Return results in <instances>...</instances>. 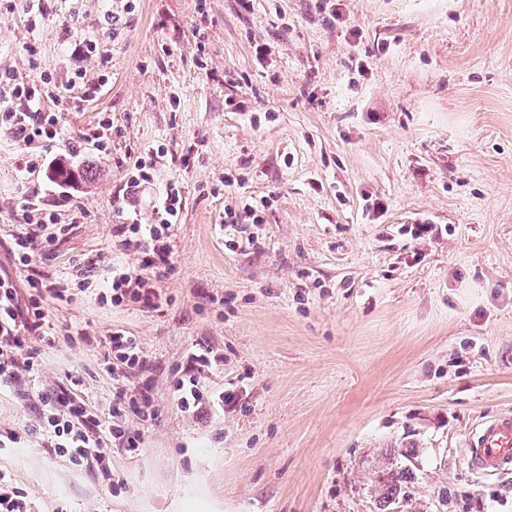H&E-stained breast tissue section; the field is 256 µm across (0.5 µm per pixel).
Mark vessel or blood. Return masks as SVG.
Here are the masks:
<instances>
[{"instance_id": "obj_1", "label": "vessel or blood", "mask_w": 512, "mask_h": 512, "mask_svg": "<svg viewBox=\"0 0 512 512\" xmlns=\"http://www.w3.org/2000/svg\"><path fill=\"white\" fill-rule=\"evenodd\" d=\"M472 468L485 475L512 471V413L484 421L466 449Z\"/></svg>"}]
</instances>
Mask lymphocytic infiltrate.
<instances>
[{"label":"lymphocytic infiltrate","instance_id":"f902f5d3","mask_svg":"<svg viewBox=\"0 0 512 512\" xmlns=\"http://www.w3.org/2000/svg\"><path fill=\"white\" fill-rule=\"evenodd\" d=\"M85 56L96 59L97 74L75 72L70 88L79 90L81 99L93 97L108 79L109 60L103 54L96 37L83 41ZM58 86L49 73H41L39 86L19 81L14 72L0 67V128H6L23 145L47 142L62 134L57 113L47 102L55 98ZM182 194L177 186L166 191L164 208L152 224L131 222L117 227V233L135 241L141 255V271L125 267L112 270V282L102 301L119 307L129 303L146 309L162 305V290L158 282L172 268L173 230L182 210ZM53 235L16 237L12 253L19 267L29 270L27 279L31 289L28 302H21L18 290L8 274H0V387H13L19 370L37 371L40 366V342L52 339L51 320L44 306L45 298L64 302L70 297L67 284L32 272L37 256L47 251ZM109 357L104 369L116 384L112 396L110 426H103L97 413L92 412L84 399L78 397L75 386L78 379H70L68 387L23 393L25 401L36 402L39 408L38 431L43 444L57 457L76 466H88L98 472L104 482H111L112 471L104 450L106 440L118 442L129 451H138L143 443L140 432L131 430L127 415L147 416V396L128 388L124 379L128 371L147 370L148 362L137 337L116 329L107 338ZM217 360L210 347L201 345L188 357L181 377L173 382V398L177 409L192 418L208 420L216 410L238 401L236 392L209 389L203 381L205 374L214 370Z\"/></svg>","mask_w":512,"mask_h":512}]
</instances>
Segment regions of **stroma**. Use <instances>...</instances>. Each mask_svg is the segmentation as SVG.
Instances as JSON below:
<instances>
[{
  "instance_id": "1",
  "label": "stroma",
  "mask_w": 512,
  "mask_h": 512,
  "mask_svg": "<svg viewBox=\"0 0 512 512\" xmlns=\"http://www.w3.org/2000/svg\"><path fill=\"white\" fill-rule=\"evenodd\" d=\"M33 5L35 27L0 0V66L54 75L64 138L27 149L0 129V270L26 290L11 244L35 196L66 226L36 269L91 285L46 299L56 342L31 382L78 377L108 418L104 339L123 329L150 364L126 383L158 418L129 416L139 451L107 447L113 490L43 448L36 407L0 392V428L26 435L0 471L41 512H381L410 462L405 512H512V473L480 477L466 455L512 410V0H134L114 35L109 0ZM93 32L110 81L82 102L68 82L93 70ZM102 120L109 153H73ZM151 146L140 223L168 183L183 197L170 302L115 307L100 300L113 264L141 256L115 235L112 194ZM29 155L75 171L72 194ZM251 198L268 201L257 242L231 245L224 213ZM79 328L96 343L66 341ZM196 344L224 358L207 384L240 390L204 423L170 396Z\"/></svg>"
}]
</instances>
